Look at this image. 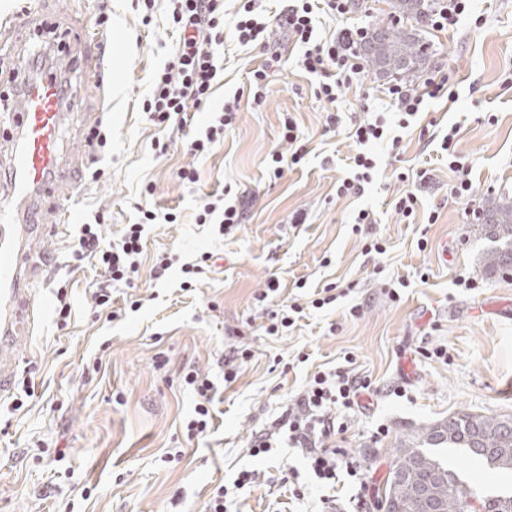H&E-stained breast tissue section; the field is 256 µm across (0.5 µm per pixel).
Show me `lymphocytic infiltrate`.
Wrapping results in <instances>:
<instances>
[{
    "instance_id": "f902f5d3",
    "label": "lymphocytic infiltrate",
    "mask_w": 512,
    "mask_h": 512,
    "mask_svg": "<svg viewBox=\"0 0 512 512\" xmlns=\"http://www.w3.org/2000/svg\"><path fill=\"white\" fill-rule=\"evenodd\" d=\"M167 22L178 35L171 57L153 76L149 94L142 103L148 122L160 132L183 126L188 108L204 106L212 97L224 65L217 49L224 44L225 34H232L239 46L252 48L269 45L271 26L283 29L294 45L301 49L299 67L315 78V97L335 105L343 88L349 87L363 71L359 48L367 36L363 27L348 26L346 18L356 8V0H288L277 14H270L264 0H244L236 11L232 26L224 24V0H164ZM341 21L339 31L324 37L319 30L320 16ZM447 78L426 79L423 85L390 84L386 93L397 108V122H390L385 113L351 124L348 135L357 144L351 156L348 174L336 186L340 197L359 195L371 181L376 166L370 145L385 139L393 128H408L422 111L426 99L436 97L447 85ZM240 100H225L213 111L209 122L189 143L197 157L209 155L224 141L225 130L232 127ZM250 200L238 197L226 201L224 196L211 194L200 205L195 217L199 224H216L220 229H232L244 223ZM176 223L175 213L160 214L144 207L137 222L126 225L118 239H107L100 224H81L74 242L75 261L92 259L104 274L93 297L101 309L112 306L114 284H131L139 270L146 225L158 222ZM196 398L193 416L186 422L188 438L206 435L211 428V405L216 395L214 383L198 371L183 376ZM371 383L353 368L339 366L314 374L300 392L293 407L274 419L269 428L256 433L248 451L251 456L271 452L276 438H284L289 447L298 449L321 495L318 512H339L335 490L342 481L366 488L367 478L355 451L336 446V413L358 406L360 397L369 391Z\"/></svg>"
}]
</instances>
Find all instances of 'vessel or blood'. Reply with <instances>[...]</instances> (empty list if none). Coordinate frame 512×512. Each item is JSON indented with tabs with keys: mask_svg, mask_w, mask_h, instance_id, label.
<instances>
[{
	"mask_svg": "<svg viewBox=\"0 0 512 512\" xmlns=\"http://www.w3.org/2000/svg\"><path fill=\"white\" fill-rule=\"evenodd\" d=\"M83 72L101 99H108L112 84L103 57L86 53ZM66 108L53 82L35 73L15 86L7 115L14 149L12 199L0 203V398L9 394L15 371L29 351L32 329L47 310L30 288L27 273L38 267L45 256L43 246L58 227L49 223L37 196H56L62 202L60 215L70 221L76 217L73 182L63 176L59 135Z\"/></svg>",
	"mask_w": 512,
	"mask_h": 512,
	"instance_id": "vessel-or-blood-1",
	"label": "vessel or blood"
}]
</instances>
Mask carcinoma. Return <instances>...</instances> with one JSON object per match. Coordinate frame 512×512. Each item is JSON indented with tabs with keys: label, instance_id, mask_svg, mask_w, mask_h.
Instances as JSON below:
<instances>
[{
	"label": "carcinoma",
	"instance_id": "carcinoma-1",
	"mask_svg": "<svg viewBox=\"0 0 512 512\" xmlns=\"http://www.w3.org/2000/svg\"><path fill=\"white\" fill-rule=\"evenodd\" d=\"M439 0H392L401 19L419 21ZM363 55L381 74L410 77L426 63V46L414 29L392 23L370 32ZM483 212L485 234L496 246L484 260V273L512 270V203L489 197ZM435 448H462L491 469L512 471V416L471 412L418 428L397 449L390 462L380 501L385 512H467L479 502L481 512H512V494L484 496L448 468Z\"/></svg>",
	"mask_w": 512,
	"mask_h": 512
}]
</instances>
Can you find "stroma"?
<instances>
[{
  "mask_svg": "<svg viewBox=\"0 0 512 512\" xmlns=\"http://www.w3.org/2000/svg\"><path fill=\"white\" fill-rule=\"evenodd\" d=\"M28 8L29 28L0 34V104H10L18 73L43 52L39 35L49 28L66 36L71 58L112 45V140L101 155L105 175L82 179L78 220L64 225L48 244L31 280L37 296L54 302L66 288L72 318L57 327L47 314L34 327L30 352L17 368L16 386L0 399V512H201L212 490L231 484L248 467L261 474L258 486L240 492L241 512H299L280 478L303 468L293 448L259 459L249 442L294 402L316 372L353 355L356 372L367 376L374 395L362 408L344 410V447L362 451L368 488L364 503L351 486L337 488L344 512H379L378 494L392 453L417 428L454 413L512 415V274L490 277L484 259L491 247L481 232L488 195L512 199V0H473L472 13L451 31L424 26L429 63L416 83L447 77L454 94L427 100L419 120L399 146L383 141L370 184L359 196L340 197L345 157L357 151L344 130H325L327 106L317 100L309 77L297 65L298 48L271 28L281 67L271 74L267 99L247 100V74L262 64L261 50L246 53L225 42L224 78L211 107L241 96L240 112L223 145L204 158L185 147L184 132L169 133L166 151L153 148L154 128L142 100L155 67L172 40L155 25H143L134 0H0V24ZM106 25H99L101 13ZM72 108L62 121L66 154L87 155L79 135L99 95L72 73ZM388 82L366 67L360 82L343 89L336 103L345 118L386 112ZM293 117L308 138L302 164L268 175L270 155L284 150L283 117ZM458 127L455 153L471 170L473 191L465 199L448 193L453 175L439 157L438 140ZM193 166L199 181L184 186L180 168ZM428 171L427 185L397 180L401 171ZM252 197L245 223L228 233L195 223L205 195L219 189ZM419 198L414 222L394 209L405 191ZM177 209L178 223L150 224L146 250L132 286L116 284L114 307L121 319L96 310L92 292L102 278L85 263L74 266L71 248L80 223L104 218L102 232L116 236L134 223L140 205ZM362 209L376 224L354 231ZM436 223H428L430 211ZM378 238L385 254L366 253ZM178 262L165 278L152 279L157 253ZM217 255L214 271L192 291L180 289L181 266L201 254ZM475 279V288L460 278ZM275 292H267L270 279ZM404 279L399 302L387 285ZM336 287V304L317 310L314 290ZM265 301H257L260 292ZM300 303L307 315L279 336L265 332L272 312ZM360 305L359 317L347 310ZM250 348L234 383L224 381V357ZM444 357H435L436 349ZM194 368L218 389L214 427L190 440L184 430L195 398L182 382ZM28 379L24 397L19 381ZM21 409H14L16 398ZM448 466L481 491L512 487V471L491 470L462 451H449Z\"/></svg>",
  "mask_w": 512,
  "mask_h": 512,
  "instance_id": "obj_1",
  "label": "stroma"
}]
</instances>
